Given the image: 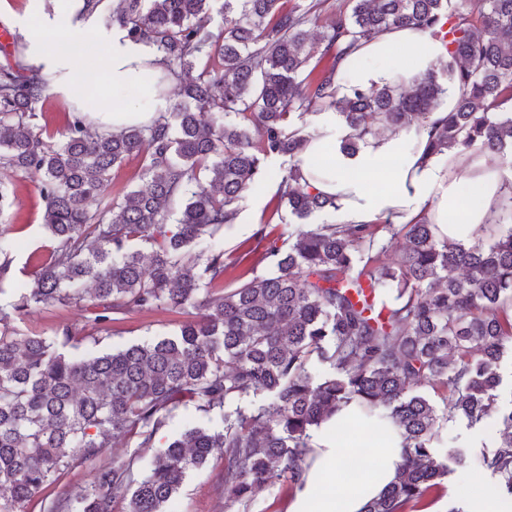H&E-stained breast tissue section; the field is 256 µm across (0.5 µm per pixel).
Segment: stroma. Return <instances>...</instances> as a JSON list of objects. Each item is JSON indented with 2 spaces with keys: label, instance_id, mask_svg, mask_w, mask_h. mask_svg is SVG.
I'll list each match as a JSON object with an SVG mask.
<instances>
[{
  "label": "stroma",
  "instance_id": "stroma-1",
  "mask_svg": "<svg viewBox=\"0 0 512 512\" xmlns=\"http://www.w3.org/2000/svg\"><path fill=\"white\" fill-rule=\"evenodd\" d=\"M14 198L9 210V221L15 224V245L12 251L13 267L22 270L36 258L46 256L51 240L42 225L43 203L37 182L30 177H19L14 182ZM268 223L281 233H291L300 224L299 219L280 208L273 184L248 193L239 206L236 223L224 228V249L228 258H235L253 243L259 225ZM191 311H145L129 315L99 326L80 318L74 307L62 304L41 306L15 320L16 329L23 334L38 333L54 336L56 330L68 325L72 340L68 352L83 355L89 352L117 350L126 346L172 335L191 319ZM130 449L109 448L95 460L78 461L58 479L24 506L25 512H48L52 502L78 492L86 486L91 472L114 457L128 458ZM223 463L211 458L203 467L186 476L180 490L164 507V512H227L224 489L221 485Z\"/></svg>",
  "mask_w": 512,
  "mask_h": 512
}]
</instances>
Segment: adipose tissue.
Masks as SVG:
<instances>
[{"mask_svg": "<svg viewBox=\"0 0 512 512\" xmlns=\"http://www.w3.org/2000/svg\"><path fill=\"white\" fill-rule=\"evenodd\" d=\"M82 7L83 0H28L19 20L26 43L24 64L48 81L51 93L78 106L92 85L111 89V99L91 113L98 129L116 132L150 123L169 104L168 95L158 94L156 79L173 82L162 55L155 46L129 38L119 26L103 27L99 13H84ZM403 46L414 51L415 74L447 56L430 33L395 27L361 44L338 69L351 86L392 82L397 73L392 61ZM349 134V128L324 120L300 155L309 186L335 197L342 223L371 224L391 212L401 224L424 216L438 225L441 235L467 241L480 225L493 223L503 180L484 158L467 152L452 162H439L426 154L425 135L412 130L369 141L349 157L337 147ZM383 165L388 168L386 188L371 190L369 181ZM315 442L323 451L291 512H361L395 477L400 459L396 440L382 448L378 465L362 483L333 494L327 482L332 473L342 471L348 451L332 447L325 428L316 432Z\"/></svg>", "mask_w": 512, "mask_h": 512, "instance_id": "obj_1", "label": "adipose tissue"}]
</instances>
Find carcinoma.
<instances>
[{"instance_id": "carcinoma-1", "label": "carcinoma", "mask_w": 512, "mask_h": 512, "mask_svg": "<svg viewBox=\"0 0 512 512\" xmlns=\"http://www.w3.org/2000/svg\"><path fill=\"white\" fill-rule=\"evenodd\" d=\"M215 2L116 0L105 18L154 45L180 82L181 101L146 126L102 132L71 112L55 141L37 112L47 82L21 60L19 36L14 62L0 65V218L13 177L35 175L52 241L17 280L15 228L0 225V295L19 292L0 305V512H23L72 463L118 439L150 452L147 475L134 477L136 455L102 465L61 512H163L213 456L224 463L226 507L248 512L273 478L303 490L314 431L347 408L336 447L364 426L383 446L402 438L395 481L361 512H414L437 493L451 465L469 459L459 448L435 452L458 418L471 429L499 424L477 467L512 500V406L498 393V364L512 351L511 184L473 242L439 236L425 217L288 236L261 228L233 261L249 278L224 286V226L250 189L275 177L279 204L298 219L336 209L307 185L298 118L337 111L352 130L348 155L381 129L411 125L432 156L476 151L492 161L512 151V0H350L316 43L307 35L315 3L222 0L215 31ZM397 26L442 41L447 82L430 67L409 88L340 90L338 63ZM133 153L146 183L116 197L111 171ZM273 157L288 167L271 174ZM400 235L401 253L392 250ZM51 304L78 306L102 326L162 307L197 316L172 336L76 356L67 326L45 337L13 325ZM189 404L222 412V429L197 426L159 444L168 414Z\"/></svg>"}]
</instances>
